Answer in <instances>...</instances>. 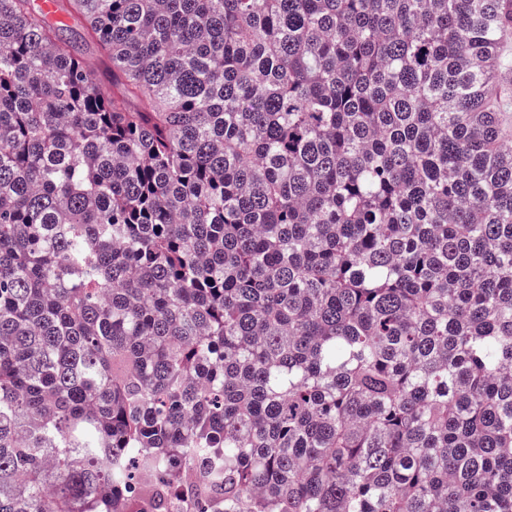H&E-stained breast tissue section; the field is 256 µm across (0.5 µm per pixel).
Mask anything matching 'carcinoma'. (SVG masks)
<instances>
[{
    "instance_id": "cac0c4a2",
    "label": "carcinoma",
    "mask_w": 512,
    "mask_h": 512,
    "mask_svg": "<svg viewBox=\"0 0 512 512\" xmlns=\"http://www.w3.org/2000/svg\"><path fill=\"white\" fill-rule=\"evenodd\" d=\"M0 0V512H512V0ZM57 1V14L65 21L64 23L66 26L64 27L66 30L64 31V34L67 35V37H72L73 39H77L78 45L84 44V42L79 43V35H82L83 33V24L82 22L76 18V17H70L65 8H66V2L64 0H55ZM55 1L52 0H42L41 5L43 10L48 13L49 15H53L56 12V4Z\"/></svg>"
}]
</instances>
